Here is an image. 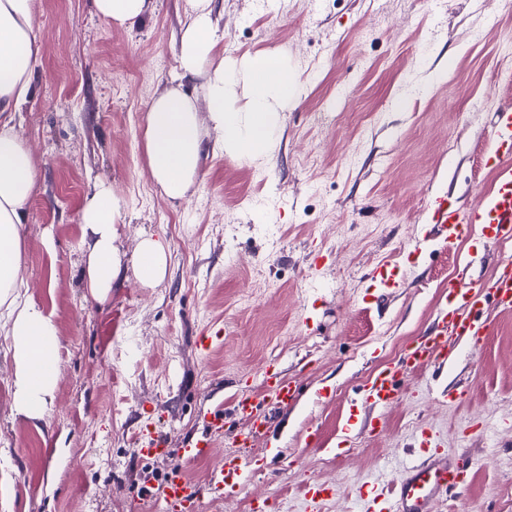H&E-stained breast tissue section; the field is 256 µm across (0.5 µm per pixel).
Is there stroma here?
<instances>
[{"instance_id": "stroma-1", "label": "stroma", "mask_w": 512, "mask_h": 512, "mask_svg": "<svg viewBox=\"0 0 512 512\" xmlns=\"http://www.w3.org/2000/svg\"><path fill=\"white\" fill-rule=\"evenodd\" d=\"M230 65L280 54L299 76L272 158L209 153L184 199L164 197L144 158L146 115L170 87L202 97L179 63L191 0H150L122 28L95 0H39L40 63L12 124L38 178L23 215L22 277L60 334V376L42 421L14 415L10 361L0 353V472L13 512H163L151 496L182 440L224 411V436L185 469L207 483L233 453L240 392L260 395L276 363L297 379L296 404L272 414L241 493L208 497L201 512H304L305 485H331L324 512H369L362 486L389 487L426 453L421 431L448 455L474 461L461 495L438 512H512V311L487 306L477 349L405 375L385 411L358 404L367 378L432 327L459 270L489 276L512 240L430 236L427 201L462 207L490 193L497 173L484 144L512 106V0H212ZM122 209L116 246L151 235L171 253L166 280L116 282L95 298L86 282L81 213L99 185ZM415 260H408L409 251ZM326 256L320 287L307 277ZM396 288L372 287L376 266ZM220 332L208 352L202 333ZM149 420L171 454L144 460Z\"/></svg>"}]
</instances>
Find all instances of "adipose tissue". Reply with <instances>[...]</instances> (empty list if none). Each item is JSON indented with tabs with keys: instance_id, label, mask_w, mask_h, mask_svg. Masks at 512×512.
<instances>
[{
	"instance_id": "1",
	"label": "adipose tissue",
	"mask_w": 512,
	"mask_h": 512,
	"mask_svg": "<svg viewBox=\"0 0 512 512\" xmlns=\"http://www.w3.org/2000/svg\"><path fill=\"white\" fill-rule=\"evenodd\" d=\"M193 14L179 44L184 73L203 77L206 114L181 90L171 88L149 107L144 131L150 174L163 195L185 198L202 177L204 129L218 134L225 154L242 159L272 157L283 126V111L296 101L297 78L284 59L273 53L247 57L228 66L218 53V29L211 17V0H192ZM36 0H0V112H13L25 101L41 47L34 31ZM245 107H237L238 93ZM38 176L33 152L9 123H0V336L10 356L12 403L16 414L44 417L59 378L60 337L51 316L29 301L20 275L24 260L23 209ZM120 201L111 189L98 188L82 210L89 238L87 286L105 296L124 268L136 280L154 288L168 274L166 241L146 236L130 262L114 246Z\"/></svg>"
}]
</instances>
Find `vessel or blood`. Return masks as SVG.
Segmentation results:
<instances>
[{
  "label": "vessel or blood",
  "instance_id": "1",
  "mask_svg": "<svg viewBox=\"0 0 512 512\" xmlns=\"http://www.w3.org/2000/svg\"><path fill=\"white\" fill-rule=\"evenodd\" d=\"M487 164L499 168L512 160V107L501 110L485 153ZM433 230L448 240L460 238L466 230L480 226L484 239L491 243L512 240V174L500 176L494 189L475 206L461 208L445 196L431 199ZM504 311L512 310V256H501L494 276L488 280H460L449 283L438 307L434 325L424 335L410 340L397 360L384 365L372 374L362 390V398L374 409L384 410L402 399L400 381L406 374L426 369L436 362H447L459 340L473 343L486 338L488 326L477 324L474 316L487 303ZM262 391L281 409L294 406L300 395L296 379L282 374L277 364L268 363L264 369ZM235 414L245 422L237 434L235 454L215 467L208 486H201L184 475V466L208 455L213 437L224 433V412H210L200 435L185 441L179 450V461L167 472L157 488L167 512H199L205 493L220 495L240 493L244 475L254 464L251 450L256 441L267 436L271 419L257 408L254 398L241 394L235 404ZM147 444L139 448L142 458L152 459L167 454L166 437L154 423L145 426ZM424 443L430 452L416 464L405 469L399 480L380 492L383 502L380 512H434L437 502L456 495L464 489L472 469L470 456L455 459L437 452L438 442L433 434H425ZM332 494L331 487L312 480L306 490L307 512H322L323 504Z\"/></svg>",
  "mask_w": 512,
  "mask_h": 512
}]
</instances>
